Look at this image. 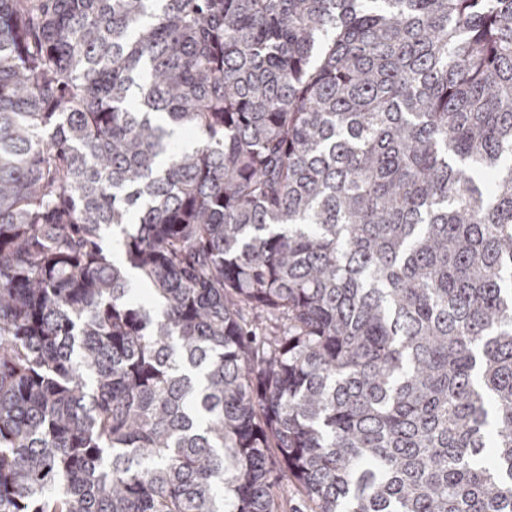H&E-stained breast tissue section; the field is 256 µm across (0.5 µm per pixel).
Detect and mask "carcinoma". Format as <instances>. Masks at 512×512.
<instances>
[{
	"mask_svg": "<svg viewBox=\"0 0 512 512\" xmlns=\"http://www.w3.org/2000/svg\"><path fill=\"white\" fill-rule=\"evenodd\" d=\"M0 512H512V0H0Z\"/></svg>",
	"mask_w": 512,
	"mask_h": 512,
	"instance_id": "obj_1",
	"label": "carcinoma"
}]
</instances>
